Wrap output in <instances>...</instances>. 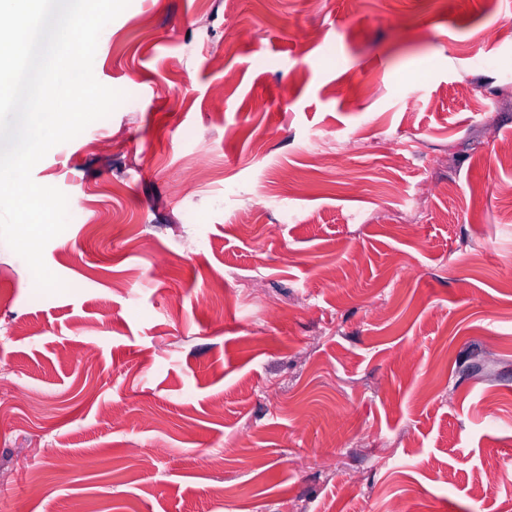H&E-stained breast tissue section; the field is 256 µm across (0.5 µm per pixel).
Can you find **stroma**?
Returning <instances> with one entry per match:
<instances>
[{"mask_svg": "<svg viewBox=\"0 0 512 512\" xmlns=\"http://www.w3.org/2000/svg\"><path fill=\"white\" fill-rule=\"evenodd\" d=\"M93 73L65 290L0 241V512H512V0H131Z\"/></svg>", "mask_w": 512, "mask_h": 512, "instance_id": "1", "label": "stroma"}]
</instances>
